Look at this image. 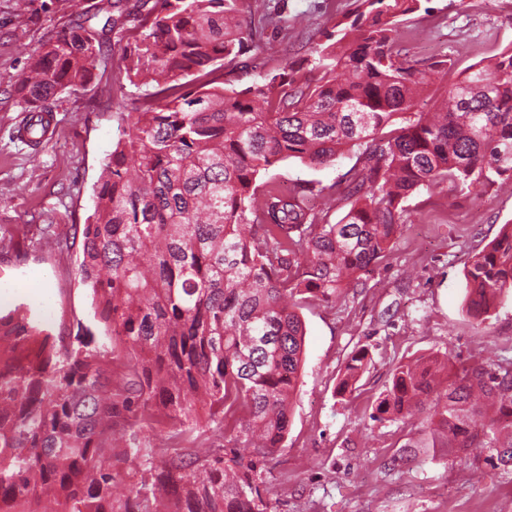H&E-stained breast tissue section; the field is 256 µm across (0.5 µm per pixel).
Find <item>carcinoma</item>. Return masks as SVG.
<instances>
[{"label":"carcinoma","instance_id":"carcinoma-1","mask_svg":"<svg viewBox=\"0 0 512 512\" xmlns=\"http://www.w3.org/2000/svg\"><path fill=\"white\" fill-rule=\"evenodd\" d=\"M423 0H356L325 33L311 68L242 90L218 72L248 47L239 0H100L93 17L50 37L29 58L22 111H50L63 92L86 91L112 32L133 23L121 73L154 91L129 108L128 129L104 165L83 228L78 272L102 335L53 334L17 307L0 314V512H274L259 461L291 425L304 354L305 295L345 299L387 256L415 193H465L512 179V45L450 76L433 112L414 108L432 80L409 58L401 18ZM195 77L200 90L185 92ZM404 125L385 131L395 117ZM358 151L353 173L331 185L283 191L261 173L297 159L327 167ZM316 195L348 206L335 224L308 205ZM467 314L487 320L512 294V224L465 272ZM123 359L128 380L112 390ZM441 361L401 364L372 413H409L433 398L443 448H489L512 463V441H477L485 427L474 387L497 400L490 433L512 434V359L462 370L439 392ZM368 365L351 357L337 393ZM225 424L224 444L158 455L127 446L130 428L172 422L198 428V409ZM138 474L118 498L123 474Z\"/></svg>","mask_w":512,"mask_h":512}]
</instances>
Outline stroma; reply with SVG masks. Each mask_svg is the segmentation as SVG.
<instances>
[{
  "mask_svg": "<svg viewBox=\"0 0 512 512\" xmlns=\"http://www.w3.org/2000/svg\"><path fill=\"white\" fill-rule=\"evenodd\" d=\"M16 2L0 0V311L21 305L52 331L73 334L84 325L98 334L91 291L78 272L80 245L61 254L37 239L46 224H86L124 128L113 94L122 90L132 103L146 87L117 88L124 45L112 41L93 89L52 99V135L36 148L24 144L15 133L18 83L29 55L62 31L71 9L69 0H27L23 11ZM354 7V0H243L242 18L271 12L288 24L266 27L259 51L224 68L225 88L244 89L309 57V44ZM489 30L497 42H484ZM400 31L418 68L446 56L462 70L512 44V0H431L429 12L405 16ZM356 163L353 152L324 168L290 159L266 176L285 189L303 181L329 185ZM408 205L410 222L362 284L341 302L311 298L299 310L306 338L292 424L262 470L276 512H512V465L438 447L431 405L406 419L370 417L398 363L448 356L445 384L462 367L512 357V298L476 324L465 312L464 278L472 256L512 221V181L467 194L424 191ZM363 349L369 362L356 390L337 396L346 363ZM197 419L203 433L140 429L132 442L158 452L222 442L205 411Z\"/></svg>",
  "mask_w": 512,
  "mask_h": 512,
  "instance_id": "1",
  "label": "stroma"
}]
</instances>
